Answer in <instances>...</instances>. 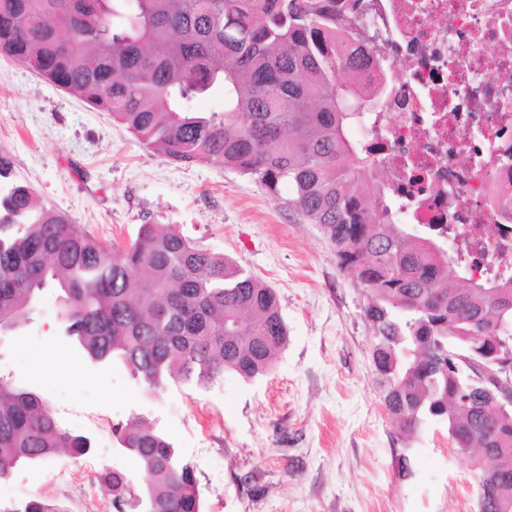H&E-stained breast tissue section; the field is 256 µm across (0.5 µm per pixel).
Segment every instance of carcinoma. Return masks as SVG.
I'll use <instances>...</instances> for the list:
<instances>
[{"mask_svg": "<svg viewBox=\"0 0 512 512\" xmlns=\"http://www.w3.org/2000/svg\"><path fill=\"white\" fill-rule=\"evenodd\" d=\"M365 0H0V49L53 85L112 113L176 162L206 161L254 177L320 227L342 271L367 287L364 317L383 403L406 433L447 424L476 474L478 512H512V410L487 409L448 368V345L471 356L496 337L512 350V282L476 280L435 251L449 226L396 227L384 164L352 136L387 91L390 65L357 18ZM110 53L90 63L95 45ZM379 80L366 83L370 68ZM203 97L220 112H197ZM57 291L64 333L89 360L121 361L155 394L233 372L266 374L288 340L273 288L168 225L143 224L117 256L43 208L30 189H0V333L32 321ZM145 474L140 512H202L194 466L152 424L113 427ZM91 439L63 427L39 395L0 379V479L16 467L79 457ZM113 506L121 470L103 475ZM3 512H65L37 500Z\"/></svg>", "mask_w": 512, "mask_h": 512, "instance_id": "cac0c4a2", "label": "carcinoma"}]
</instances>
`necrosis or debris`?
<instances>
[{
  "mask_svg": "<svg viewBox=\"0 0 512 512\" xmlns=\"http://www.w3.org/2000/svg\"><path fill=\"white\" fill-rule=\"evenodd\" d=\"M367 21L398 63L378 110L404 219L512 279V0H373Z\"/></svg>",
  "mask_w": 512,
  "mask_h": 512,
  "instance_id": "obj_1",
  "label": "necrosis or debris"
}]
</instances>
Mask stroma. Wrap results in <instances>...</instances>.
I'll return each mask as SVG.
<instances>
[{"label": "stroma", "instance_id": "35a3bbf8", "mask_svg": "<svg viewBox=\"0 0 512 512\" xmlns=\"http://www.w3.org/2000/svg\"><path fill=\"white\" fill-rule=\"evenodd\" d=\"M0 155L11 181L111 251L141 225L169 224L233 260L275 290L288 325L267 374L228 372L154 396L121 362L89 363L62 332L55 290L45 289L32 321L0 336V379L41 393L93 447L18 467L0 480V505L115 512L101 473L121 469L138 487L145 475L112 429L142 416L194 465L203 512H477L475 474L446 424L400 435L377 386L362 287L340 270L320 228L288 208V188L274 198L236 170L172 161L2 50ZM62 470L81 485L59 479Z\"/></svg>", "mask_w": 512, "mask_h": 512}]
</instances>
